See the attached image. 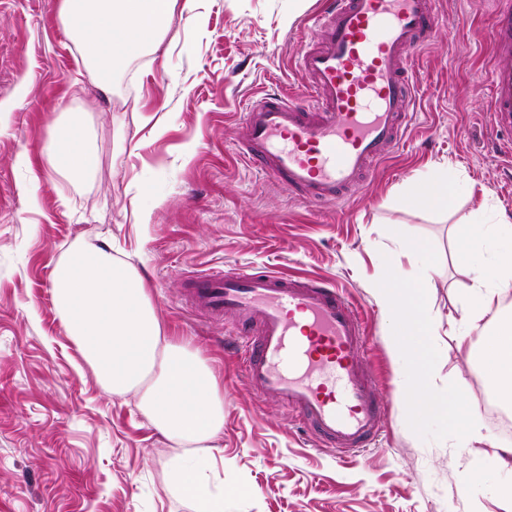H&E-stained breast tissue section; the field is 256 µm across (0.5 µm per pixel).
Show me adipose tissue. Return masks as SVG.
Here are the masks:
<instances>
[{
    "label": "adipose tissue",
    "instance_id": "adipose-tissue-1",
    "mask_svg": "<svg viewBox=\"0 0 512 512\" xmlns=\"http://www.w3.org/2000/svg\"><path fill=\"white\" fill-rule=\"evenodd\" d=\"M175 0H59V19L92 81L111 90L118 73L154 47ZM46 154L54 172L72 187L85 184L98 166L81 113L48 127ZM464 188L443 171L414 180L407 203L416 210L451 211ZM398 254L385 255L371 284L385 337L400 364L394 395L406 426L423 432L441 422L459 447L490 448L505 474L512 499V445L480 420L460 384L439 390L434 382L436 338L450 326L478 363L494 396L512 406V216L480 210L455 227L458 265L468 283L457 289L462 315L441 322L429 310L432 259L429 245L395 227ZM412 260L397 269V255ZM53 299L83 359L115 394L135 392L153 426L180 452L168 466L170 485L190 499L195 512H224V491L211 482L213 452L224 434V394L200 353L166 336L144 279L116 261L110 248L74 243L56 263Z\"/></svg>",
    "mask_w": 512,
    "mask_h": 512
}]
</instances>
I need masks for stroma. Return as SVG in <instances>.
<instances>
[{
	"label": "stroma",
	"instance_id": "1",
	"mask_svg": "<svg viewBox=\"0 0 512 512\" xmlns=\"http://www.w3.org/2000/svg\"><path fill=\"white\" fill-rule=\"evenodd\" d=\"M322 0H178L158 48L111 94L91 80L58 18L59 0H0V512H193L168 484L176 450L135 394L106 390L61 324L55 263L75 242L107 244L143 276L168 335L190 342L224 389V512H512L496 461L457 448L438 422L412 434L394 396L393 357L370 290L386 232L404 226L433 253L430 306L456 313L451 229L487 205L512 215V168L486 115L491 0H439L440 27L417 51V113L399 149L345 200H300L240 160V114L254 96H298L295 61ZM203 10L204 27L186 19ZM82 112L99 167L78 193L54 173L47 130ZM27 166H18V156ZM470 186L455 214L418 212L412 182L433 169ZM152 197L139 198L140 182ZM279 270L337 284L366 319L363 355L385 413L369 448L337 464L306 444L277 400L254 392L226 345L236 324L194 304L212 268ZM459 339L437 341L435 381L487 396ZM479 478L463 487L465 467Z\"/></svg>",
	"mask_w": 512,
	"mask_h": 512
}]
</instances>
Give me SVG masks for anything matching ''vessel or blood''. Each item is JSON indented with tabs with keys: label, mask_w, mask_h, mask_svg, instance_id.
I'll list each match as a JSON object with an SVG mask.
<instances>
[{
	"label": "vessel or blood",
	"mask_w": 512,
	"mask_h": 512,
	"mask_svg": "<svg viewBox=\"0 0 512 512\" xmlns=\"http://www.w3.org/2000/svg\"><path fill=\"white\" fill-rule=\"evenodd\" d=\"M496 11L489 124L512 130V5ZM439 23L436 0H331L297 58L304 99L252 98L240 154L293 194L342 199L402 143L415 112V52ZM193 285L198 307L234 312L250 388L277 398L339 457L358 456L383 417L361 364L364 321L340 291L317 277L244 269L209 270Z\"/></svg>",
	"instance_id": "vessel-or-blood-1"
}]
</instances>
